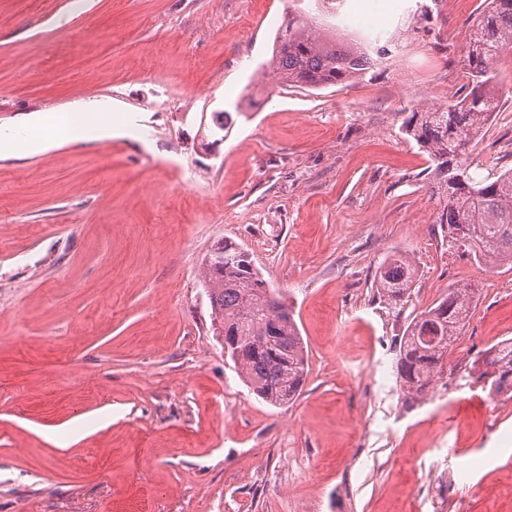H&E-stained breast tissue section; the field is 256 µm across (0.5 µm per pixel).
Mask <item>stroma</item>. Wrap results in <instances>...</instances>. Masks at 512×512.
<instances>
[{
	"label": "stroma",
	"instance_id": "35a3bbf8",
	"mask_svg": "<svg viewBox=\"0 0 512 512\" xmlns=\"http://www.w3.org/2000/svg\"><path fill=\"white\" fill-rule=\"evenodd\" d=\"M483 2L0 0V133L107 98L141 130L0 157V512H512V408L488 425L480 371L460 368L512 339V268L449 248L402 131L461 95ZM294 9L360 44L386 26L388 52L346 86L281 85L268 61ZM494 67L482 176L512 167V54ZM223 239L294 312L309 368L286 406L213 334L200 265ZM400 256L418 274L394 310L374 280ZM459 282L478 296L452 392L405 402V328Z\"/></svg>",
	"mask_w": 512,
	"mask_h": 512
}]
</instances>
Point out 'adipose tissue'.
Returning <instances> with one entry per match:
<instances>
[{"mask_svg":"<svg viewBox=\"0 0 512 512\" xmlns=\"http://www.w3.org/2000/svg\"><path fill=\"white\" fill-rule=\"evenodd\" d=\"M131 120L113 111L106 100L82 104L72 111H41L32 119L25 135L0 136V157L40 153L75 140H104L122 133Z\"/></svg>","mask_w":512,"mask_h":512,"instance_id":"obj_1","label":"adipose tissue"}]
</instances>
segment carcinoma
<instances>
[{"instance_id": "obj_1", "label": "carcinoma", "mask_w": 512, "mask_h": 512, "mask_svg": "<svg viewBox=\"0 0 512 512\" xmlns=\"http://www.w3.org/2000/svg\"><path fill=\"white\" fill-rule=\"evenodd\" d=\"M466 92L436 108L413 112L403 130L429 156L431 196L438 223L448 225V248L463 247L479 263L512 265V168L477 178L468 155L496 112L501 89L493 64L512 53V0H487L472 21ZM272 73L289 87L323 89L346 85L375 67L357 44L323 36L306 16L288 13L274 41ZM416 272L406 258L384 263L376 283L390 308L405 301ZM202 285L215 314L212 325L224 337L226 353L248 388L273 406L297 398L307 374V350L292 310L270 288L251 254L231 240L218 242L202 261ZM477 289L457 283L407 325L396 369L405 400L421 399L441 377L455 336L466 325ZM492 394L512 392V341L480 352Z\"/></svg>"}]
</instances>
